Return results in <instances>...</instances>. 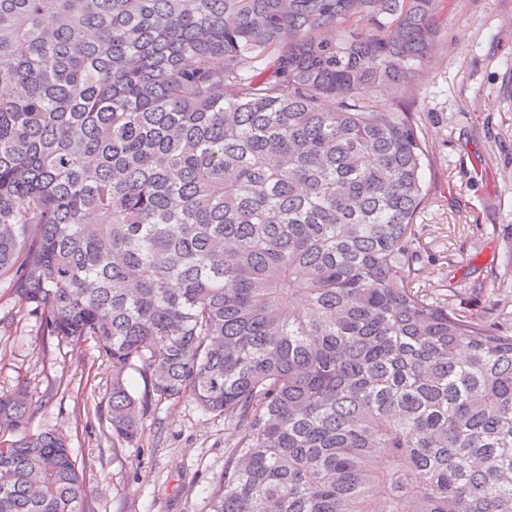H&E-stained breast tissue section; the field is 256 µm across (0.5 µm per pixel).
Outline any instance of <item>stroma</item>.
<instances>
[{
  "instance_id": "obj_1",
  "label": "stroma",
  "mask_w": 512,
  "mask_h": 512,
  "mask_svg": "<svg viewBox=\"0 0 512 512\" xmlns=\"http://www.w3.org/2000/svg\"><path fill=\"white\" fill-rule=\"evenodd\" d=\"M440 41L415 82L411 112L430 152V196L414 232L425 267L417 286L443 285L483 310L478 287L512 258V0H447ZM40 321L0 332V395L26 386L32 431L57 429L85 467L90 512H209L229 454L223 417L188 398L154 406L136 443L116 449L107 415L111 370L89 341L43 351ZM91 385L81 386L86 372ZM72 393H57L58 381Z\"/></svg>"
}]
</instances>
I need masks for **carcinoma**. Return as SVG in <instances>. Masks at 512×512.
<instances>
[{
  "label": "carcinoma",
  "mask_w": 512,
  "mask_h": 512,
  "mask_svg": "<svg viewBox=\"0 0 512 512\" xmlns=\"http://www.w3.org/2000/svg\"><path fill=\"white\" fill-rule=\"evenodd\" d=\"M445 0H0V283L152 406L224 417L210 512H512V311L414 289L406 96ZM134 371L143 389L133 391ZM0 395V512H87Z\"/></svg>",
  "instance_id": "cac0c4a2"
}]
</instances>
